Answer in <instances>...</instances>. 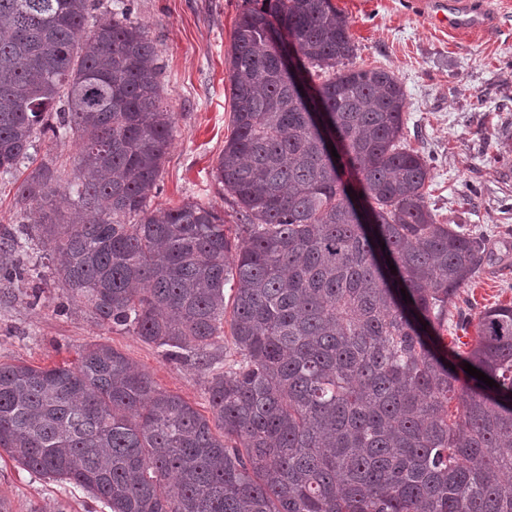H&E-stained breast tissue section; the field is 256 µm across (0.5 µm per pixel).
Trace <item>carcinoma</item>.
Listing matches in <instances>:
<instances>
[{
  "label": "carcinoma",
  "mask_w": 512,
  "mask_h": 512,
  "mask_svg": "<svg viewBox=\"0 0 512 512\" xmlns=\"http://www.w3.org/2000/svg\"><path fill=\"white\" fill-rule=\"evenodd\" d=\"M245 3L215 175L231 229L212 203L151 205L175 117L129 11L0 0V173L45 138L78 145L68 216L53 158L17 185L33 223L0 225V281L25 278L24 240L62 254L57 282L101 322L201 365L211 411L93 344L74 364L0 363V450L110 512H512V305L484 310L469 342L442 336L483 237L437 223L430 166L401 147L404 88L345 68L355 44L331 0Z\"/></svg>",
  "instance_id": "obj_1"
}]
</instances>
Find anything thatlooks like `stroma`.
<instances>
[{"instance_id": "stroma-1", "label": "stroma", "mask_w": 512, "mask_h": 512, "mask_svg": "<svg viewBox=\"0 0 512 512\" xmlns=\"http://www.w3.org/2000/svg\"><path fill=\"white\" fill-rule=\"evenodd\" d=\"M434 0H332L350 21L349 64L383 68L401 81L405 144L430 159L427 202L441 224L484 235L487 256L448 301L450 316L477 320L484 308L512 303V0H462L486 26L466 32L432 19ZM243 0H131V20L151 39L163 69V103L175 116L156 206L184 200L220 203L214 171L231 135L227 52ZM36 276L0 283V362L50 367L107 343L146 372L157 388L208 413L207 376L194 361L102 323L68 299L42 250L20 253ZM0 497L12 512H109L72 484L0 457Z\"/></svg>"}]
</instances>
